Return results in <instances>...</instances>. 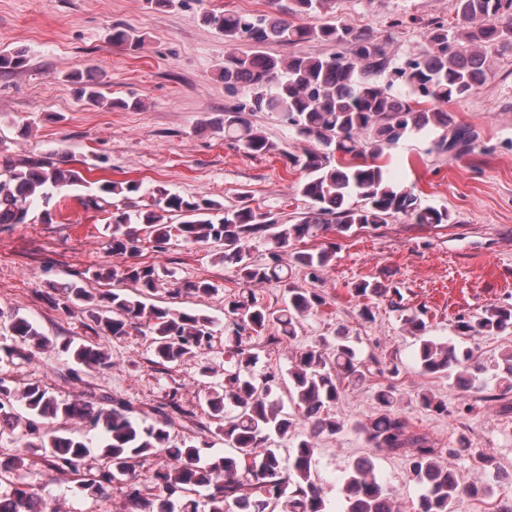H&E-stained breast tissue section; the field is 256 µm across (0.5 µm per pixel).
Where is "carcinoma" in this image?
<instances>
[{"mask_svg": "<svg viewBox=\"0 0 512 512\" xmlns=\"http://www.w3.org/2000/svg\"><path fill=\"white\" fill-rule=\"evenodd\" d=\"M268 2L271 11L263 14L211 11L201 16L230 47L221 70L224 87L246 93L244 100L224 107L213 128L249 154H281L280 144L252 120L258 113H271L311 143L302 154L288 156L306 172L298 186L308 201L303 216L294 224H283L245 202L226 208L217 200L185 197L164 187L152 189L151 204L138 208L128 203L142 188L135 181H99L95 193L82 200L94 208L112 200L107 229L115 252L138 248L136 226L142 224L152 229L159 247L173 239L213 244L219 247L218 261L235 268L242 288L224 302L229 322L225 335L234 363L224 370V384L212 387L207 398V414L215 424V435L224 439V455L202 459L204 440L184 439L170 447L172 421L162 408L158 410L162 421L139 424L132 421L123 402L114 400L108 408L65 402L38 383L19 393L11 380L0 375V439L10 436L18 443L17 454L0 459V472L18 471L25 453L41 450L52 470L77 476L81 490L97 498L104 485L165 451L175 455L178 464L155 470L153 492L127 484L131 512H330V491L318 476L317 439L334 438L350 427L370 447L409 461L410 476L422 487L415 512H458L465 499L483 502L493 496V487L483 481L462 483L459 471L444 460L443 453L471 458L502 483L508 474L497 459L471 447L463 432L456 447H435L427 435L411 428L393 386L380 387L374 410L352 425L332 413L345 383L356 385L376 373H398L397 356L385 363L373 355L361 358L349 334L338 331L295 352L288 378L281 379L255 372L258 355L252 338L273 322L281 335L292 339L301 319L325 305L317 289L289 284L288 268L320 271L333 260L334 249L291 251V243L316 237L331 225L343 235L354 226L377 227L397 215L415 224L451 220L447 209L422 205L412 190L389 176L380 159L401 140L420 133L434 135L431 154L455 155L476 146L475 130L457 122L442 105L472 95L492 74L490 52L512 47V0H455V18L428 24L422 41L400 60L374 33L336 18V0ZM311 41L333 44L338 51L322 56L265 51L270 43L296 47ZM143 42L128 26L112 28L116 45L135 51ZM240 43L249 44L251 50L233 51ZM25 63L20 51H0V72L17 70ZM69 81L76 85L80 101L124 109L142 106L138 99L107 98L89 70L70 73ZM84 182L80 171L51 157L27 165L5 159L0 167V226L26 223L32 206H47L54 196ZM171 213L184 220L165 221ZM257 237L272 244L263 263L256 262L249 249ZM94 277L119 287L100 293L76 282L55 287L56 305L65 310L77 303L86 305L100 330L98 341L62 345L61 352L77 364L106 366L111 359L107 343L128 335L133 322L148 330L161 364L177 365L211 347L215 327L211 316L146 303L166 277L156 267L136 263L121 270L101 268ZM271 280L283 283L288 293L285 305L274 311L263 306L250 288ZM123 284L133 292L121 288ZM354 291L363 299L388 294V289L368 281L357 283ZM402 321L414 338V358L421 373L446 376L450 388L474 393L492 405L512 393L511 345L485 360L463 341L426 335V324L416 314H405ZM6 331L14 342L38 347L48 343L21 317H11ZM508 331L512 332V305L488 306L456 324L463 340ZM285 397L290 411L284 410ZM18 400L21 412L15 406ZM417 402L439 415L448 412V402L427 390L417 395ZM75 417L87 423L86 432L59 427L48 434L39 427L44 420ZM283 440L289 442L285 455L278 448ZM375 471L373 454L352 462L341 487L344 512H398L395 490ZM0 512H47V504L34 488H0Z\"/></svg>", "mask_w": 512, "mask_h": 512, "instance_id": "cac0c4a2", "label": "carcinoma"}]
</instances>
